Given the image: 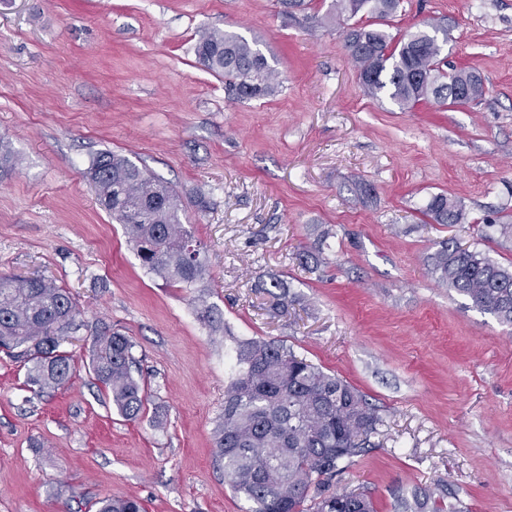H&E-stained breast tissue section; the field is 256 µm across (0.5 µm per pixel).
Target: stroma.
Segmentation results:
<instances>
[{
	"label": "stroma",
	"instance_id": "35a3bbf8",
	"mask_svg": "<svg viewBox=\"0 0 512 512\" xmlns=\"http://www.w3.org/2000/svg\"><path fill=\"white\" fill-rule=\"evenodd\" d=\"M331 4L0 0V140L15 157L0 174V278L54 280L83 320L55 392L35 394L23 360L0 355V512H87L110 495L249 512L213 443L233 336L283 343L378 409L380 434L332 489L364 488L377 512L428 487L441 512H512V326L427 262L453 238L512 266V0H402L388 32L444 22L448 69L486 85L475 105L409 110L365 92ZM208 28L257 42L279 93L229 99L194 52ZM103 150L178 192L207 256L195 287L147 271L98 204L85 172ZM437 193L467 223H432ZM274 277L282 313L263 288ZM107 331L135 344L145 417H120L88 372Z\"/></svg>",
	"mask_w": 512,
	"mask_h": 512
}]
</instances>
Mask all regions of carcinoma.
<instances>
[{
  "instance_id": "carcinoma-1",
  "label": "carcinoma",
  "mask_w": 512,
  "mask_h": 512,
  "mask_svg": "<svg viewBox=\"0 0 512 512\" xmlns=\"http://www.w3.org/2000/svg\"><path fill=\"white\" fill-rule=\"evenodd\" d=\"M400 0H333L328 19L336 24L364 12L368 20L346 34L349 56L364 88L387 93L402 109L420 101L463 105L482 98L479 74L444 71L442 47L448 28L435 23L395 38L384 29ZM195 53L206 69L228 81L238 101L264 99L279 92L275 70L258 44L229 31L203 32ZM100 206L124 226L128 241L149 272L171 284L191 288L203 278L205 262L183 250L193 240L182 224L180 196L124 156L98 153L87 171ZM425 214L435 224H464L462 204L443 193L432 195ZM442 284L468 298L485 313L512 325V270L479 252L444 241L432 257ZM80 310L52 280L0 278V351L24 358L27 384L55 391L73 372L59 334L75 333ZM132 340L111 332L95 339L88 371L110 393L112 406L134 420L150 402L134 377ZM224 388V415L214 444L235 493L252 502L250 512H375L365 489L333 492L329 481L342 463L359 455L378 434L382 418L356 388L298 357L274 340L236 341ZM434 492L400 497V512H427ZM309 508H304V504ZM99 512H144L134 497H107Z\"/></svg>"
}]
</instances>
